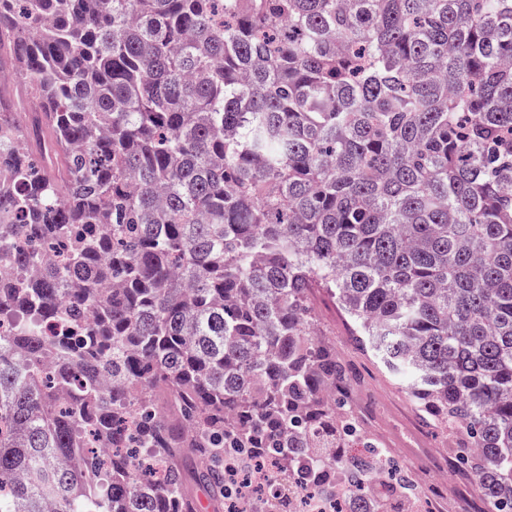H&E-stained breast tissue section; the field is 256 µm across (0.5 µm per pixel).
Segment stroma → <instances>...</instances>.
Masks as SVG:
<instances>
[{
    "label": "stroma",
    "mask_w": 512,
    "mask_h": 512,
    "mask_svg": "<svg viewBox=\"0 0 512 512\" xmlns=\"http://www.w3.org/2000/svg\"><path fill=\"white\" fill-rule=\"evenodd\" d=\"M316 328L330 340L351 367L354 403L370 411L366 435L376 438L396 457L406 472H417L426 488L425 506L440 505L443 512H475L470 479L454 472L452 437L442 428L423 425L406 390L371 354L350 341V326L326 293L314 296Z\"/></svg>",
    "instance_id": "1"
}]
</instances>
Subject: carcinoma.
<instances>
[{
    "instance_id": "cac0c4a2",
    "label": "carcinoma",
    "mask_w": 512,
    "mask_h": 512,
    "mask_svg": "<svg viewBox=\"0 0 512 512\" xmlns=\"http://www.w3.org/2000/svg\"><path fill=\"white\" fill-rule=\"evenodd\" d=\"M7 71L0 512H402L319 289L512 512V0H0Z\"/></svg>"
}]
</instances>
